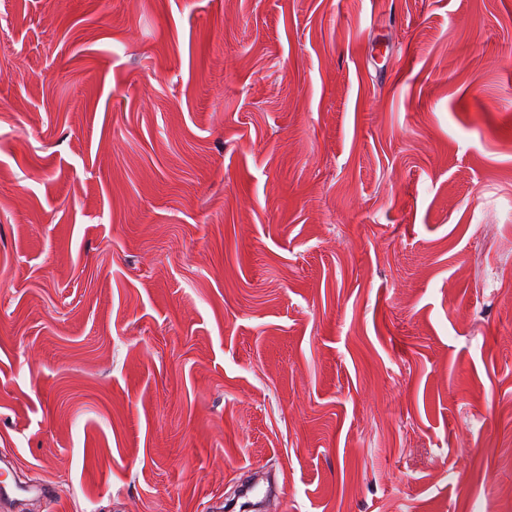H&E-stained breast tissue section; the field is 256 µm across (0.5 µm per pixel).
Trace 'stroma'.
I'll return each mask as SVG.
<instances>
[{
    "instance_id": "stroma-1",
    "label": "stroma",
    "mask_w": 512,
    "mask_h": 512,
    "mask_svg": "<svg viewBox=\"0 0 512 512\" xmlns=\"http://www.w3.org/2000/svg\"><path fill=\"white\" fill-rule=\"evenodd\" d=\"M0 457L57 512L512 503V0H0Z\"/></svg>"
}]
</instances>
